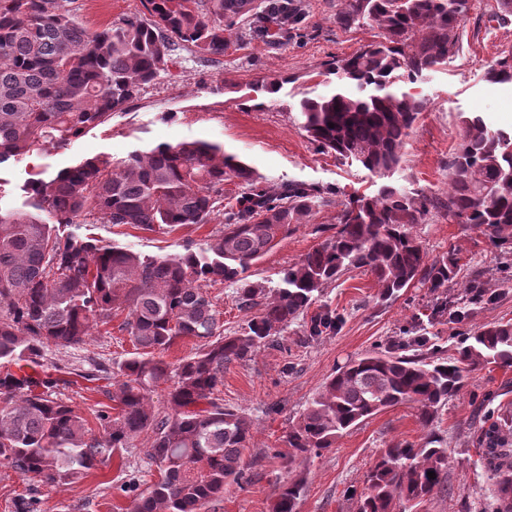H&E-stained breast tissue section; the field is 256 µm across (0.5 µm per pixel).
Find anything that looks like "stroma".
<instances>
[{
	"label": "stroma",
	"mask_w": 512,
	"mask_h": 512,
	"mask_svg": "<svg viewBox=\"0 0 512 512\" xmlns=\"http://www.w3.org/2000/svg\"><path fill=\"white\" fill-rule=\"evenodd\" d=\"M300 3V15L275 36L266 35L264 19L254 18L244 23L235 45L219 61L200 62L191 51H182L167 73L147 85L125 111L113 113L65 146L49 144L40 154L0 164V208L22 207L34 167L52 177L94 156L117 162L163 143L215 142L245 161L269 193L295 183L333 195V204L314 207L249 269L251 280L273 286L284 266L322 241V229L336 224L351 197L375 193L385 183L412 195H447L448 158L462 136L461 117L477 113L492 127L512 129V84L485 78L501 48L512 44V21H491L496 0H473L462 23L459 52L436 70L393 86L397 93L426 103L393 172L382 179L357 162L319 150L296 121L301 100L342 90L343 82L324 72L328 61L380 41L381 32L369 25L338 27L336 0ZM65 5L91 30L144 11L141 0H66ZM272 80L279 83L276 92L263 91V83ZM221 226L217 214L208 224L165 233L88 219L66 225L65 230L141 255L160 256L202 248ZM414 232L428 259L457 247L459 285L477 278L491 289L500 283L503 257L480 232L449 220L441 211L416 225ZM320 302L341 317L336 333L311 341L296 324L278 344L262 347L251 361L225 370V404L245 412L254 424L243 451L249 482L227 487L207 512H272L279 485L297 474L305 475L307 485L296 512H355L349 493L363 488L381 450L395 441L417 443L423 438L415 409L400 405L355 427L322 456L289 459L284 443L289 426L347 359L381 348L417 316L425 335L445 350L461 341L451 324L432 317L433 298L421 285L386 303L373 276L354 270L329 284ZM132 350L127 333L103 325L79 347L49 351L46 362L65 371L92 363L108 367ZM511 403L512 367L497 366L471 373L462 392L449 399L433 424L448 446L447 490L434 496L425 512H469L478 506L486 476L477 462L475 434L489 410ZM150 442V433H142L133 448L114 453L100 470L71 484L49 488L11 471L0 472V512H16L15 497L29 487L37 512H118L129 503L119 490L121 484L134 482L140 493L158 476L143 454Z\"/></svg>",
	"instance_id": "1"
}]
</instances>
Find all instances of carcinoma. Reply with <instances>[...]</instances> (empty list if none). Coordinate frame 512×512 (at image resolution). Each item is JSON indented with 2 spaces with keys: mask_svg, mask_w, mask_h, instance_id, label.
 I'll list each match as a JSON object with an SVG mask.
<instances>
[{
  "mask_svg": "<svg viewBox=\"0 0 512 512\" xmlns=\"http://www.w3.org/2000/svg\"><path fill=\"white\" fill-rule=\"evenodd\" d=\"M134 15L91 31L61 0H0V164L52 142L66 145L125 110L173 63L181 47L222 57L251 11L278 27L297 13L291 0H143ZM471 0H337L336 24L371 23L382 40L328 63L355 87L300 103L299 120L318 149L352 159L384 177L425 109L421 100L389 87L431 70L460 50V27ZM492 83H512V57L488 68ZM334 127H329V124ZM463 136L448 157V196H410L383 185L341 210L333 234L279 271L273 288L247 271L293 231L312 207L329 202L321 189L289 184L276 195L257 186L251 168L207 141L161 144L113 164L88 158L52 178L35 171L27 209L0 211V470L51 487L75 483L117 450H144L160 478L131 495L128 512H204L226 487L245 479L243 450L253 422L224 405V368L251 360L304 314L307 337L336 332L341 318L319 302L325 286L348 271L376 279L380 298L395 300L417 284L437 300L434 315L463 324L497 293L472 282L448 296L459 270L457 249L428 261L413 234L432 212L486 236L512 258V130L490 129L478 114L461 117ZM238 191L224 198V183ZM223 211L224 225L196 252L146 257L75 234L57 224L94 217L148 230L207 224ZM235 286V304L257 310L240 333L224 334L208 284ZM127 312L120 330L135 351L103 374L111 404L87 417L59 398L61 379L45 369V349L80 345L94 326ZM192 338L197 351L177 363L164 359ZM427 336H393L386 349L350 360L331 373L286 436L288 459L320 456L336 439L382 410L408 404L427 429L419 443L381 451L364 489L351 491L356 512H424L445 490L446 442L430 426L469 373L512 367V322H490L465 337L452 355L430 350ZM165 386L164 410L148 393ZM487 473L480 512H512V410L487 415L476 435ZM436 478L431 479L428 473ZM306 477L279 487L273 512H296Z\"/></svg>",
  "mask_w": 512,
  "mask_h": 512,
  "instance_id": "1",
  "label": "carcinoma"
}]
</instances>
